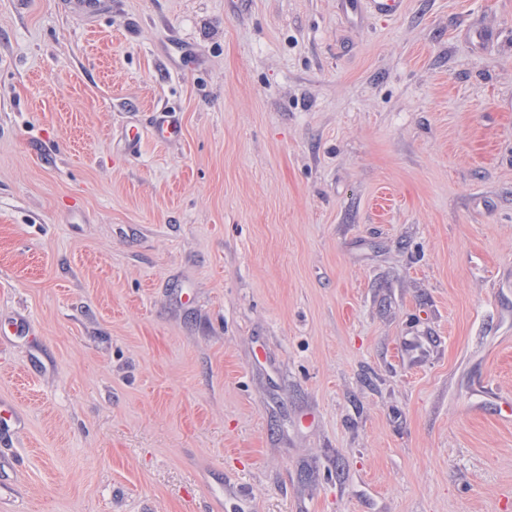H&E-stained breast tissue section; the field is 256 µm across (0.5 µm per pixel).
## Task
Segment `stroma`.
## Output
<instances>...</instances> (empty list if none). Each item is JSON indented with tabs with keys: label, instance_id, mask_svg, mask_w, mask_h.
<instances>
[{
	"label": "stroma",
	"instance_id": "1",
	"mask_svg": "<svg viewBox=\"0 0 512 512\" xmlns=\"http://www.w3.org/2000/svg\"><path fill=\"white\" fill-rule=\"evenodd\" d=\"M111 3L0 0V512H512V0ZM161 111L160 116L155 118L150 126L151 136L158 141H168L173 139H180L183 135V128L180 124L174 121L167 120V114Z\"/></svg>",
	"mask_w": 512,
	"mask_h": 512
}]
</instances>
